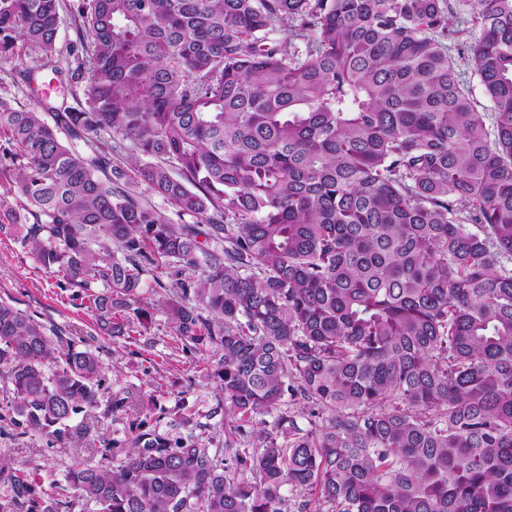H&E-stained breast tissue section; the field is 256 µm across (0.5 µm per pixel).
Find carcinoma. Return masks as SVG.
Wrapping results in <instances>:
<instances>
[{"instance_id":"cac0c4a2","label":"carcinoma","mask_w":512,"mask_h":512,"mask_svg":"<svg viewBox=\"0 0 512 512\" xmlns=\"http://www.w3.org/2000/svg\"><path fill=\"white\" fill-rule=\"evenodd\" d=\"M456 6L491 127L450 55V0H81L86 107L51 126L0 101V176L25 199L0 232L112 339L151 322L144 276L169 270L158 306L233 425L221 463L175 432L191 416L142 421L119 461L113 439L88 449L68 501L18 468L26 512H285V485L310 512H512V0ZM59 7L0 0V52L18 33L51 59ZM129 146L196 223L119 186ZM103 371L0 300L23 433L69 439ZM297 400L322 424L301 428Z\"/></svg>"}]
</instances>
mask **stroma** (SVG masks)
I'll return each mask as SVG.
<instances>
[{
	"mask_svg": "<svg viewBox=\"0 0 512 512\" xmlns=\"http://www.w3.org/2000/svg\"><path fill=\"white\" fill-rule=\"evenodd\" d=\"M79 2L62 0L58 52L51 61H44L20 38L9 52L0 53V100L36 109L47 120L53 109L84 106L88 80L68 53L76 38L73 15ZM23 70L31 71L32 81L20 79ZM0 299L14 301L18 309L35 315L47 327L84 337L105 366L98 407L71 420L72 425L91 428L79 444H51L38 434L23 436L10 420L0 418V503L11 502L7 480L11 469L34 467L44 482L64 481L70 469L89 460V451L98 447L100 438L124 439L131 425L139 421H171L179 401L194 420L189 433L199 436L211 454L223 456V425L228 418L212 413L219 390L201 372L203 355L182 350L174 342L166 314L156 312L147 329L131 343L98 336L93 312L73 300L71 289L59 287L56 274L36 263L16 237L2 233ZM117 396L129 398L131 410L108 413L110 399Z\"/></svg>",
	"mask_w": 512,
	"mask_h": 512,
	"instance_id": "stroma-1",
	"label": "stroma"
}]
</instances>
